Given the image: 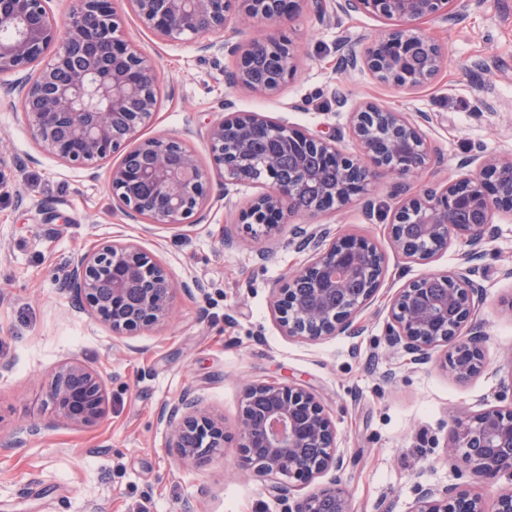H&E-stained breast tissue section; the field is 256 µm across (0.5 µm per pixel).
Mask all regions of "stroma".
Returning <instances> with one entry per match:
<instances>
[{
    "label": "stroma",
    "instance_id": "obj_1",
    "mask_svg": "<svg viewBox=\"0 0 512 512\" xmlns=\"http://www.w3.org/2000/svg\"><path fill=\"white\" fill-rule=\"evenodd\" d=\"M457 19H429L421 32L440 44L447 63L428 86L407 90L361 69L343 68L338 46L366 48L386 30L365 13L317 22L309 0L283 30L295 49V71L274 94L230 85L234 60L203 53L191 42L158 39L125 7L128 38L156 62L160 106L144 137L184 139L210 166L206 130L225 102L262 112L314 135H335L337 149L357 152L348 109L374 101L409 113L439 158L397 189L380 180L368 201L292 215L273 234L247 231L241 210L267 191V180L225 186L214 179L201 216L173 229L129 219L107 187L113 154L97 177L42 153L31 139L16 98L0 95V512H282L281 502L233 444L202 467L180 465L169 448L163 411L184 395L202 398L234 432L250 382H292L313 393L336 427L344 456L341 486L351 512H413L421 487L464 486L493 505L498 488L448 460L452 414L512 406V212L494 214L493 234L474 260L484 300L472 323L489 335L484 370L456 380L437 356L409 363L386 341L392 297L438 271L465 268L464 243L417 263L398 256L389 224L405 193L424 182L458 178L462 163L512 156V0H459ZM345 106H338V98ZM329 236L356 234L386 255L383 287L357 315L361 331L307 343L284 335L270 309L272 288L299 270L307 254L295 226ZM131 241L159 258L177 278L194 276L205 290L178 293L170 323L118 338L88 315L72 311L59 283L80 255ZM97 369L110 407L98 425L49 423L44 381L61 362ZM26 420L40 434L15 444Z\"/></svg>",
    "mask_w": 512,
    "mask_h": 512
}]
</instances>
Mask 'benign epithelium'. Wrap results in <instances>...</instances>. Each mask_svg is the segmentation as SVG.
Instances as JSON below:
<instances>
[{
  "instance_id": "benign-epithelium-1",
  "label": "benign epithelium",
  "mask_w": 512,
  "mask_h": 512,
  "mask_svg": "<svg viewBox=\"0 0 512 512\" xmlns=\"http://www.w3.org/2000/svg\"><path fill=\"white\" fill-rule=\"evenodd\" d=\"M141 22L169 42L207 41L235 58L234 86L269 93L294 68L292 41L277 28L241 46L224 39L236 15L278 22L301 0H124ZM457 0H337L343 13L362 11L395 20L360 55L350 46V68L362 66L382 81L408 89L428 85L445 64L440 45L424 36L419 23L452 19ZM0 74L36 69V74L4 89L18 99L25 125L44 153L78 168L94 169L131 142L111 168L108 187L124 213L151 224L180 226L202 211L212 196L213 176L224 185L271 180V190L242 212L244 224H271L280 216H315L335 204L367 194L381 176L403 179L427 170L435 151L405 112L374 102L350 109L348 129L360 155H341L335 139L305 135L260 112L224 115L207 131L213 169L176 138L140 139L159 106L153 62L125 39L112 0H71L67 16L54 20L45 0H0ZM308 199L296 207L301 197ZM512 209V156L488 159L456 181L429 182L397 208L390 224L393 248L403 257L425 261L448 249L452 240L475 248L490 235L497 208ZM310 251L307 263L271 292V310L282 332L306 341L355 335L358 310L382 286L384 257L367 239L345 235L326 242L322 233L297 231ZM476 269L426 274L409 282L389 308V344L414 365L429 363L441 346L450 347L446 365L459 380L484 369L487 334L461 330L482 303ZM204 291L189 276L177 284L151 254L134 244L114 242L88 251L73 264L60 290L73 306L106 325L114 336H134L169 320L177 287ZM46 397L54 418L91 427L108 413V393L100 372L77 361L50 374ZM169 447L191 466L224 455L234 440L239 453L253 458L257 473L274 481L271 490L284 512H317L321 499L333 512H350L337 472L336 429L316 396L282 382L249 384L233 437L224 419L185 397L166 413ZM448 455L477 478L512 475V407L490 408L452 419ZM335 471L307 497L290 501L280 478L310 484ZM413 512H486L482 497L454 485L422 490Z\"/></svg>"
}]
</instances>
